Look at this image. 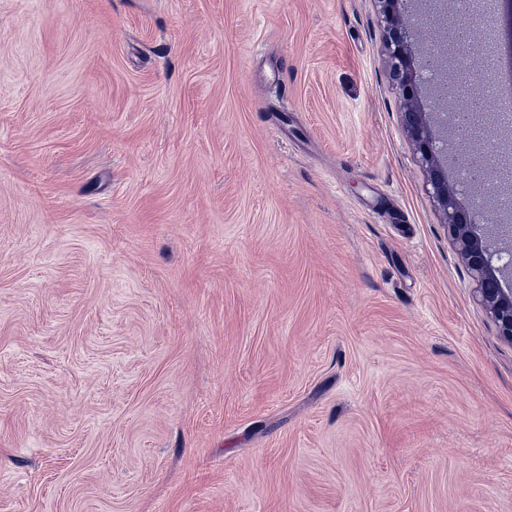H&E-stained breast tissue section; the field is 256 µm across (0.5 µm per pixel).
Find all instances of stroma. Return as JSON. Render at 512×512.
<instances>
[{"label":"stroma","mask_w":512,"mask_h":512,"mask_svg":"<svg viewBox=\"0 0 512 512\" xmlns=\"http://www.w3.org/2000/svg\"><path fill=\"white\" fill-rule=\"evenodd\" d=\"M383 27L0 0V512H512V343Z\"/></svg>","instance_id":"obj_1"}]
</instances>
